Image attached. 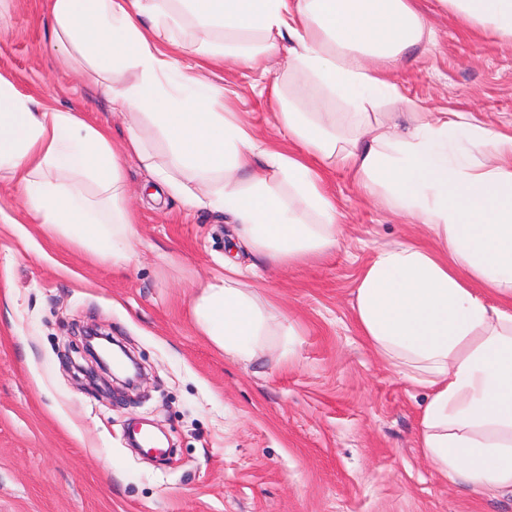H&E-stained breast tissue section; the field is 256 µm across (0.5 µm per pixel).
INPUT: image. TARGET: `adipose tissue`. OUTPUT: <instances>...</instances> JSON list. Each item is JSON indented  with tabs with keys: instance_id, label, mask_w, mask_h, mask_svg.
<instances>
[{
	"instance_id": "1",
	"label": "adipose tissue",
	"mask_w": 512,
	"mask_h": 512,
	"mask_svg": "<svg viewBox=\"0 0 512 512\" xmlns=\"http://www.w3.org/2000/svg\"><path fill=\"white\" fill-rule=\"evenodd\" d=\"M449 16L512 46V0H437ZM63 58L129 123L121 143L81 113L37 104L0 76V172L26 192L27 213L51 237L104 263H127L136 216L121 158L192 207L224 212L258 261L293 266L340 241L325 170L348 171L377 202L424 225L434 247L396 242L360 271L353 306L369 347L424 389L419 446L449 483L512 491V135L466 112H433L388 75L435 32L415 0H48ZM150 25H143V16ZM222 28L209 58L267 71L286 50L288 87L269 101L283 134L257 137L232 96L214 92L205 64L171 53L179 16ZM138 69L117 87L112 67ZM344 94L328 118L305 111ZM407 111L399 132L378 112ZM151 123L167 144L157 155ZM264 169L253 173L255 160ZM194 296L196 328L226 357L248 363L287 335L280 314L227 261Z\"/></svg>"
}]
</instances>
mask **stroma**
Instances as JSON below:
<instances>
[{
	"label": "stroma",
	"instance_id": "stroma-1",
	"mask_svg": "<svg viewBox=\"0 0 512 512\" xmlns=\"http://www.w3.org/2000/svg\"><path fill=\"white\" fill-rule=\"evenodd\" d=\"M436 33L390 79L433 111L473 114L512 133V47L419 0ZM0 76L36 101L84 113L122 141L112 112L52 41L46 0H0ZM214 88L236 91L259 138L278 127L259 86L284 81L213 62ZM137 212L136 255L113 267L33 224L24 194L0 181V512H512V493L453 485L417 443L424 390L401 381L361 336L356 279L377 246L425 240L423 225L371 202L334 168L344 239L296 266L247 279L281 311L287 352L227 359L197 331L190 282L230 255L224 214L159 192L122 159ZM96 324L138 359L136 390L89 384L80 331Z\"/></svg>",
	"mask_w": 512,
	"mask_h": 512
}]
</instances>
